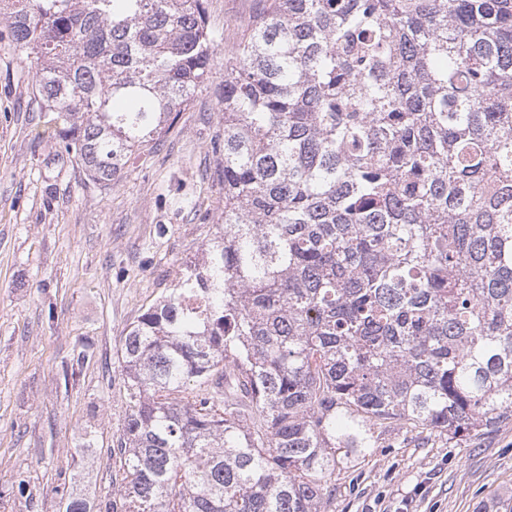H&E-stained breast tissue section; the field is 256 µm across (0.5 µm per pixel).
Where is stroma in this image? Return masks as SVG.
<instances>
[{
	"mask_svg": "<svg viewBox=\"0 0 512 512\" xmlns=\"http://www.w3.org/2000/svg\"><path fill=\"white\" fill-rule=\"evenodd\" d=\"M259 0H207L231 52ZM216 66L157 149L104 189L57 158L35 71L0 20V512H62L120 488L109 450L125 416L127 329L201 262L224 216ZM93 356L72 380L81 346ZM329 512H478L512 506V427L471 440L393 431L337 466Z\"/></svg>",
	"mask_w": 512,
	"mask_h": 512,
	"instance_id": "1",
	"label": "stroma"
}]
</instances>
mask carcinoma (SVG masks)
<instances>
[{"instance_id":"cac0c4a2","label":"carcinoma","mask_w":512,"mask_h":512,"mask_svg":"<svg viewBox=\"0 0 512 512\" xmlns=\"http://www.w3.org/2000/svg\"><path fill=\"white\" fill-rule=\"evenodd\" d=\"M4 2L104 188L217 62L206 0ZM220 103L224 223L124 336V485L65 512H327L341 448L512 423V0H265Z\"/></svg>"}]
</instances>
